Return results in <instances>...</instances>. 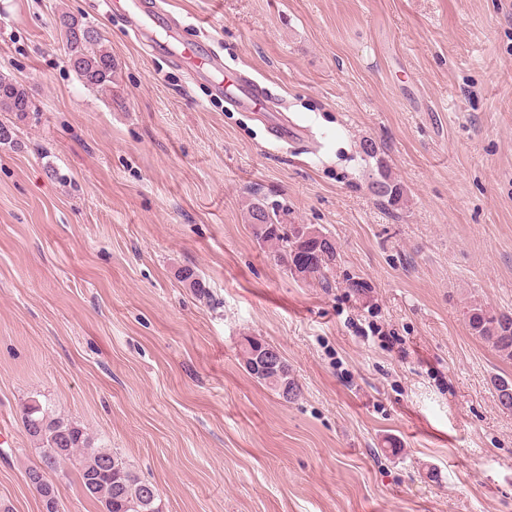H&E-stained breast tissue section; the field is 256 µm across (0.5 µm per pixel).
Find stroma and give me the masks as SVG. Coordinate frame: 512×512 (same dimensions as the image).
Masks as SVG:
<instances>
[{
  "instance_id": "obj_1",
  "label": "stroma",
  "mask_w": 512,
  "mask_h": 512,
  "mask_svg": "<svg viewBox=\"0 0 512 512\" xmlns=\"http://www.w3.org/2000/svg\"><path fill=\"white\" fill-rule=\"evenodd\" d=\"M165 8L313 138L269 142L101 0H0V75L35 105L0 112V503L42 512L21 422L36 398L163 512H512V411L493 384L512 361L464 319L474 300L512 312V0ZM64 11L104 38L110 91L70 66ZM381 161L405 204L371 192ZM254 195L335 239L332 287L256 241ZM245 336L277 347L298 398L247 372ZM49 478L61 512H100L71 465Z\"/></svg>"
}]
</instances>
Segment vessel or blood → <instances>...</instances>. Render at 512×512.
<instances>
[{
  "mask_svg": "<svg viewBox=\"0 0 512 512\" xmlns=\"http://www.w3.org/2000/svg\"><path fill=\"white\" fill-rule=\"evenodd\" d=\"M109 9H117L127 15L137 16L135 35L150 54L170 52L183 65L198 71H208L217 76L218 88L234 98L240 106L260 107L267 93L258 81L239 72L234 79L224 78V62L203 43H186L179 38V24L160 5L159 0H108ZM269 134L277 141H297L307 137V126L289 121L282 113L265 118Z\"/></svg>",
  "mask_w": 512,
  "mask_h": 512,
  "instance_id": "obj_1",
  "label": "vessel or blood"
}]
</instances>
